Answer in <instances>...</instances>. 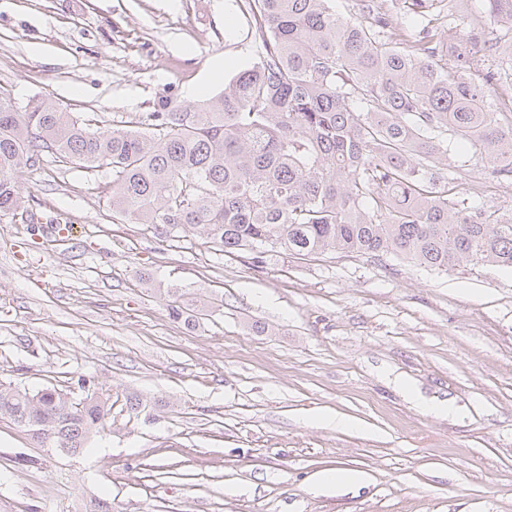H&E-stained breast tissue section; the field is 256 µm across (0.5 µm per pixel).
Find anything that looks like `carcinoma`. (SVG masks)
I'll list each match as a JSON object with an SVG mask.
<instances>
[{
	"mask_svg": "<svg viewBox=\"0 0 512 512\" xmlns=\"http://www.w3.org/2000/svg\"><path fill=\"white\" fill-rule=\"evenodd\" d=\"M436 0H379L359 17L336 0H248L262 50L193 103L166 97L137 128H89L47 97L19 108L0 92V214L35 220L16 176L46 154L112 172L107 206L163 238L193 230L226 253L311 257L390 255L438 272L470 264L512 269V212L465 203L451 142L512 181V123L494 109L496 84L470 69L477 40L458 18L448 42ZM448 57L441 64L436 56ZM0 387V419L43 447L78 455L106 431L110 398Z\"/></svg>",
	"mask_w": 512,
	"mask_h": 512,
	"instance_id": "1",
	"label": "carcinoma"
}]
</instances>
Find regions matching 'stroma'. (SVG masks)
Wrapping results in <instances>:
<instances>
[{"instance_id":"35a3bbf8","label":"stroma","mask_w":512,"mask_h":512,"mask_svg":"<svg viewBox=\"0 0 512 512\" xmlns=\"http://www.w3.org/2000/svg\"><path fill=\"white\" fill-rule=\"evenodd\" d=\"M440 8L481 39L512 28L484 0ZM251 27L244 0H0V91L108 128L223 90L261 47ZM490 72L512 111L511 48L473 56L472 78ZM456 158L470 204L512 208V183ZM17 183L40 221L0 216V384L84 379L112 415L80 457L0 419V512H512V270L256 263L113 218L106 170L48 157ZM331 469L367 480L317 485Z\"/></svg>"}]
</instances>
